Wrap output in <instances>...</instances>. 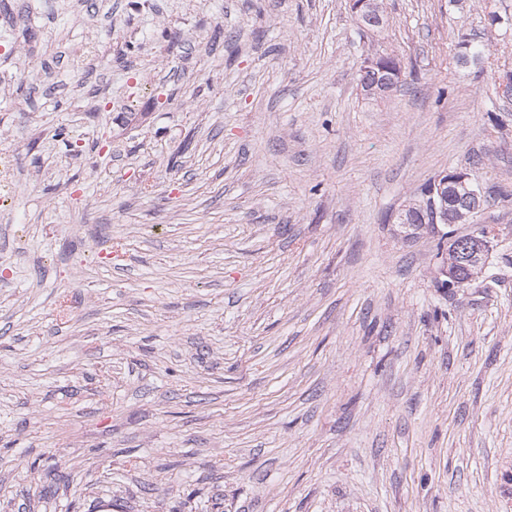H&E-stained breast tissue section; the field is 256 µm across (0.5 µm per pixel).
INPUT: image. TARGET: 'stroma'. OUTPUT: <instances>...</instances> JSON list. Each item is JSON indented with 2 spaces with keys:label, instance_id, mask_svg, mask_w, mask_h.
<instances>
[{
  "label": "stroma",
  "instance_id": "obj_1",
  "mask_svg": "<svg viewBox=\"0 0 512 512\" xmlns=\"http://www.w3.org/2000/svg\"><path fill=\"white\" fill-rule=\"evenodd\" d=\"M383 6L6 0L0 512H512V0ZM456 170L448 287L395 215ZM367 56L361 67L360 85L363 95L367 98H376L383 95L387 89L396 87L401 78V65L398 59L392 56L382 58L378 66H365ZM18 165L17 153L10 147L0 149V205H7L12 200L15 192L14 173ZM471 233L457 236L450 241L448 245V286H457L458 283L470 281L482 272L483 267L478 265L469 264L463 266V253L467 244L466 240ZM499 233L497 229L490 232L487 229H480L472 234L469 239V244L465 252V261L474 259H488L489 254L493 251L495 243L498 240ZM454 279L457 280L454 282Z\"/></svg>",
  "mask_w": 512,
  "mask_h": 512
}]
</instances>
